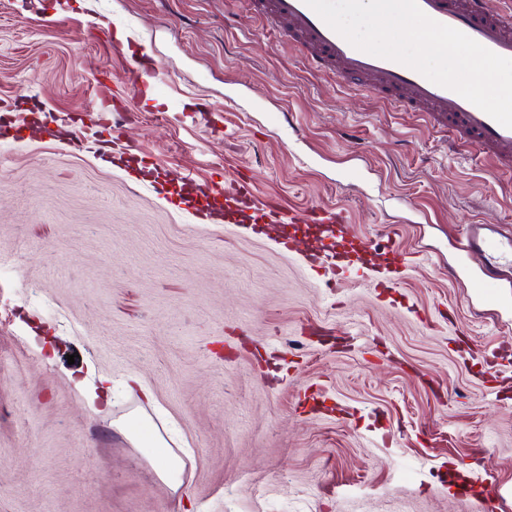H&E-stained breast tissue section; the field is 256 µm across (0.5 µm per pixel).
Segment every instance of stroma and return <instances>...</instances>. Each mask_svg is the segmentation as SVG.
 Returning a JSON list of instances; mask_svg holds the SVG:
<instances>
[{
  "mask_svg": "<svg viewBox=\"0 0 512 512\" xmlns=\"http://www.w3.org/2000/svg\"><path fill=\"white\" fill-rule=\"evenodd\" d=\"M0 124V512H473L491 486L512 512V321L459 249L512 226V170L249 0H0ZM228 180L345 210L393 284L197 223ZM157 70L144 64L134 65L128 73V80L135 93H141L153 87L157 78ZM119 428L132 440L137 442H139L141 438L152 434L154 447H165L162 446L164 442L162 436L157 430L154 431L152 423L144 418L139 416H132L123 424H120Z\"/></svg>",
  "mask_w": 512,
  "mask_h": 512,
  "instance_id": "1",
  "label": "stroma"
}]
</instances>
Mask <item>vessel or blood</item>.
Returning a JSON list of instances; mask_svg holds the SVG:
<instances>
[{
    "label": "vessel or blood",
    "instance_id": "obj_1",
    "mask_svg": "<svg viewBox=\"0 0 512 512\" xmlns=\"http://www.w3.org/2000/svg\"><path fill=\"white\" fill-rule=\"evenodd\" d=\"M498 0H418L422 11L435 21L455 28L490 51L512 58V10L498 8ZM256 11L273 26L283 28L298 41L311 65L333 71L347 84L378 92L385 102L410 112H420L434 124L445 127L456 141L491 156L504 169H512V129L448 88L434 84L416 70L350 45L332 30L305 0H253ZM156 69L139 64L128 73L134 92L153 87ZM224 208L243 214L253 230L265 224H320L324 237L313 261L334 258L344 239L342 214L323 209L317 214L290 215L251 192L231 187L224 193ZM465 256H478L470 286L474 295L492 288H512V234H502L497 225L469 227Z\"/></svg>",
    "mask_w": 512,
    "mask_h": 512
}]
</instances>
